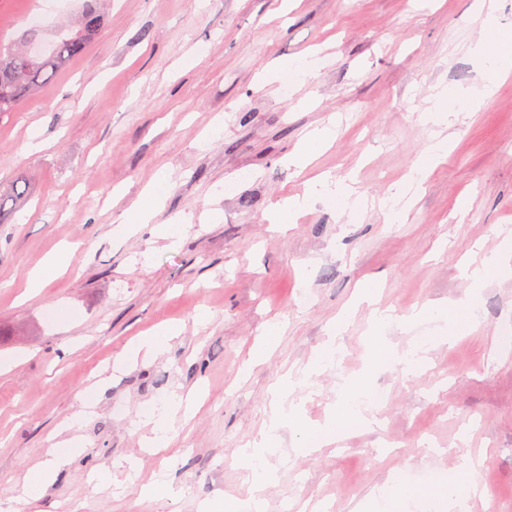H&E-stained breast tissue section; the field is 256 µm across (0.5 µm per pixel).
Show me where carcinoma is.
<instances>
[{
  "mask_svg": "<svg viewBox=\"0 0 512 512\" xmlns=\"http://www.w3.org/2000/svg\"><path fill=\"white\" fill-rule=\"evenodd\" d=\"M104 20L99 0H88L86 9L70 26L58 31V39L49 52L32 55L21 47H0V116L15 111L35 91L82 55L93 43Z\"/></svg>",
  "mask_w": 512,
  "mask_h": 512,
  "instance_id": "carcinoma-1",
  "label": "carcinoma"
}]
</instances>
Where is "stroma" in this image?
<instances>
[{
    "instance_id": "stroma-1",
    "label": "stroma",
    "mask_w": 512,
    "mask_h": 512,
    "mask_svg": "<svg viewBox=\"0 0 512 512\" xmlns=\"http://www.w3.org/2000/svg\"><path fill=\"white\" fill-rule=\"evenodd\" d=\"M85 0H0V45L32 25L53 31ZM512 28V0H112L98 38L0 119V507L65 440L78 453L25 512H199L246 497L236 463L271 414V387L304 367L337 316L352 310L340 358L318 375L300 417L324 424L370 387L387 397L377 425L295 453L285 428L265 460L276 482L264 512H436L384 501L393 481L437 490L464 458L479 493L464 512H512V279L472 287L464 269L512 230V74L492 98L444 126L445 158L404 223L376 202L409 180L431 143L418 115L442 90L482 83L474 45L486 16ZM332 145L303 171L288 159L313 128ZM42 150L29 148L31 135ZM355 174L372 205L356 219L319 200L286 232L266 214L323 172ZM165 175L153 223L115 224ZM25 181L18 200L10 186ZM471 207L456 213L460 198ZM175 223L169 246L156 227ZM73 245L65 274L25 298L30 271ZM395 314L461 303L476 323L429 351L415 379L370 364L364 282ZM285 331L249 375L240 369L265 324ZM179 330L168 350L112 364L142 332ZM198 391L166 445H142L143 421ZM137 463L135 472L122 461ZM112 466V482L94 470ZM166 471L174 493L140 498Z\"/></svg>"
}]
</instances>
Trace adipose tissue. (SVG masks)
Here are the masks:
<instances>
[{
	"instance_id": "obj_1",
	"label": "adipose tissue",
	"mask_w": 512,
	"mask_h": 512,
	"mask_svg": "<svg viewBox=\"0 0 512 512\" xmlns=\"http://www.w3.org/2000/svg\"><path fill=\"white\" fill-rule=\"evenodd\" d=\"M479 47L488 68L484 80L476 91L478 99H486L494 95L496 83L501 75L512 71V33L501 30L492 21H485L479 37ZM322 197L333 204L338 213L354 216L362 211V198L352 184L346 179L331 174H324L308 189L304 198H291L272 206L267 220L277 229H285L295 223L298 215L306 209L310 199ZM495 272L498 278H512V237H502L496 249L482 257L473 258L468 271L469 278L477 283L484 282L488 272ZM377 289L374 285L362 288L358 300L371 304L374 343L371 361L376 366H403L410 375L419 374L422 370V358H410L398 355L387 343L382 331L392 324H411L415 316L407 314L394 316L390 311L374 308L373 301ZM338 346L334 339L328 340L314 354L311 362L301 374H285L272 387V414L269 423L261 434L259 441L249 443L240 448L238 461L249 470L257 489L256 495L248 498H231L219 503H207L201 512H262L264 508L261 496L275 478L273 470L264 462L266 449L276 447L280 440V431L286 425L295 422L298 417V406L293 399L295 390L306 389L311 377L320 374L334 362ZM195 403L194 396H174L165 400L159 408L146 416L145 424L148 432L143 437V445L147 448H161L166 444L171 424L179 413L190 412ZM372 417L366 416L361 421H354L348 412H341L331 417L324 425L303 427L298 448L309 452L316 448L339 441L347 432L368 427Z\"/></svg>"
}]
</instances>
